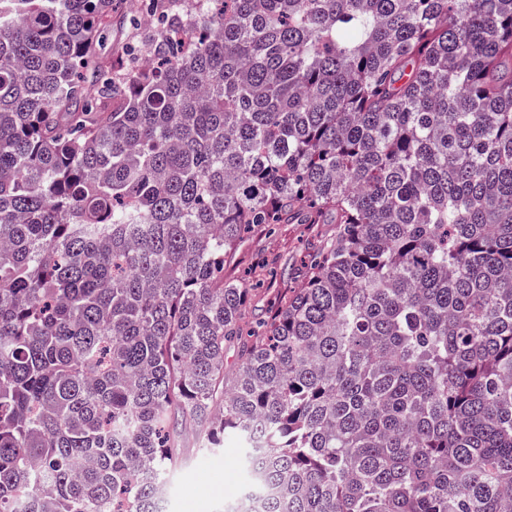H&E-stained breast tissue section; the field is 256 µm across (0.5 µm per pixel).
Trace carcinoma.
Masks as SVG:
<instances>
[{
    "instance_id": "1",
    "label": "carcinoma",
    "mask_w": 512,
    "mask_h": 512,
    "mask_svg": "<svg viewBox=\"0 0 512 512\" xmlns=\"http://www.w3.org/2000/svg\"><path fill=\"white\" fill-rule=\"evenodd\" d=\"M144 7L0 0V512H166L183 423L240 512H512V0ZM136 0L117 1V13H112V26L104 32L106 37V50L112 48V51L122 46L131 39L146 43L148 35L152 32L153 26L146 25L142 21V13L139 5L133 3ZM124 15L126 17H120ZM130 18L138 20V30H133L130 24ZM139 19L141 21H139ZM335 230V224H279L272 234L252 233L246 237L236 260L224 268V276L228 279L253 276L266 256L274 254L279 259L281 276L271 284L261 282L257 288H272L284 294L301 288L303 281L297 269L303 267L321 238Z\"/></svg>"
}]
</instances>
